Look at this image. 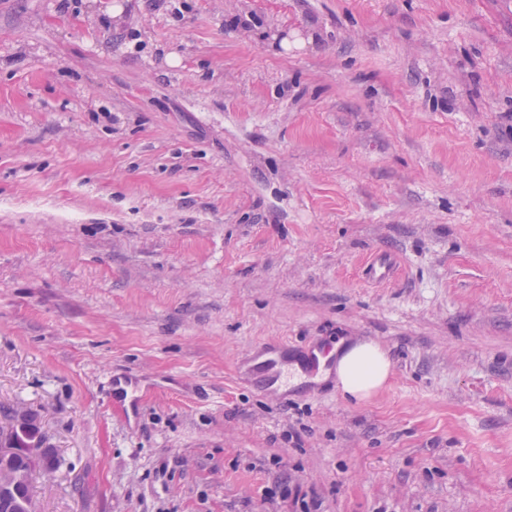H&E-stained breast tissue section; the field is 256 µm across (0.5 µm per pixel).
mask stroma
Wrapping results in <instances>:
<instances>
[{"label": "stroma", "mask_w": 512, "mask_h": 512, "mask_svg": "<svg viewBox=\"0 0 512 512\" xmlns=\"http://www.w3.org/2000/svg\"><path fill=\"white\" fill-rule=\"evenodd\" d=\"M0 406L37 512H512V0H0ZM331 371L344 395L365 400L383 387L391 372V362L373 341H359L336 348Z\"/></svg>", "instance_id": "stroma-1"}]
</instances>
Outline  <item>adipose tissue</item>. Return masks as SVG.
Segmentation results:
<instances>
[{
  "label": "adipose tissue",
  "mask_w": 512,
  "mask_h": 512,
  "mask_svg": "<svg viewBox=\"0 0 512 512\" xmlns=\"http://www.w3.org/2000/svg\"><path fill=\"white\" fill-rule=\"evenodd\" d=\"M333 372L344 395L364 400L383 387L391 362L376 342L359 341L337 348Z\"/></svg>",
  "instance_id": "1"
}]
</instances>
